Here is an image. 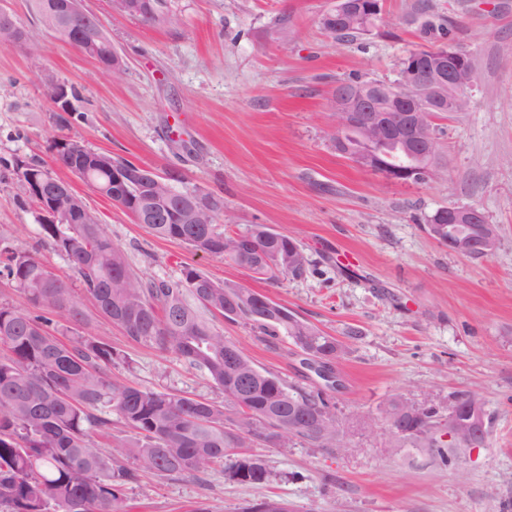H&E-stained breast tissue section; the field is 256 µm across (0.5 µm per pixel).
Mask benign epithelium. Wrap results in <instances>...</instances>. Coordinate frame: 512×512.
<instances>
[{
	"label": "benign epithelium",
	"instance_id": "1",
	"mask_svg": "<svg viewBox=\"0 0 512 512\" xmlns=\"http://www.w3.org/2000/svg\"><path fill=\"white\" fill-rule=\"evenodd\" d=\"M115 16L143 19L155 23L168 21L162 13L160 0H109ZM381 13L380 0H342L327 13V18L349 26L374 24ZM40 18L49 31L61 41L81 46L99 70H110L120 75L124 70L121 56L112 41L96 23L95 16L83 10L80 0H50L40 11ZM62 18H78L86 27L76 29L59 24ZM0 31L7 43L21 46L29 41L23 31L14 29L11 17L0 15ZM473 65L469 53L454 46L427 50L415 56L407 70L395 83L358 81L344 83L336 88L332 108L336 114L334 146L339 151L352 153L355 161L366 169L379 165L376 150L388 143L399 145L411 164L385 173L391 181H423L436 175L439 161L436 159L434 134L431 122L436 112H458L461 101L457 91L471 86ZM46 98L56 105L57 111L69 110L70 86L61 82L46 85ZM353 135L365 149L352 150L346 139ZM29 188L41 199L44 212L63 224H73L71 213L60 206V200L74 191L68 182L47 187L40 175L28 174ZM145 194L133 203L138 217L145 215V207L157 204L163 198L153 192V186L144 187ZM471 224L476 234L470 236L448 234V251L456 254H472L478 251L490 253L496 245L495 234L483 213L473 207H448V225ZM443 440L454 452L466 451L480 435L481 424L477 418L461 420L448 416L442 423Z\"/></svg>",
	"mask_w": 512,
	"mask_h": 512
}]
</instances>
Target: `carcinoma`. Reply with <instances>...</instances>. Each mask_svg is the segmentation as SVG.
Returning <instances> with one entry per match:
<instances>
[{
  "instance_id": "1",
  "label": "carcinoma",
  "mask_w": 512,
  "mask_h": 512,
  "mask_svg": "<svg viewBox=\"0 0 512 512\" xmlns=\"http://www.w3.org/2000/svg\"><path fill=\"white\" fill-rule=\"evenodd\" d=\"M53 160L73 174L88 149L77 141L64 148L53 142ZM138 171L123 193L139 195L140 179L156 178V192L182 182L177 172L163 178L127 159H110L108 167L93 170L89 185L112 197V168ZM185 188L170 197L163 221L147 228L160 238L183 242L191 249L225 258L243 247L262 253L270 262L253 270L271 278L288 275L281 258L287 254L306 273L310 262L297 241L261 224L229 234L219 227L224 198L209 194L211 214L186 223ZM66 209L88 211L86 224H40L37 247L15 244L8 229L0 230V278L13 283L35 305L64 311L78 319L81 312L72 288L38 257L40 246L64 255L78 274L100 315L117 325L131 341L175 355L190 368L206 374L224 393V402L114 383L112 364L123 359L112 345L70 328L44 314H31L0 303V512H124L122 488L150 472L161 478H192L231 458L230 479L254 487L269 482L270 471L260 456L228 452L251 448L256 442L286 447L300 439L310 448H342L340 424L328 395L320 388L289 385L261 371L239 353L240 367L224 357L236 343L224 339L212 320L250 323L265 336L284 332L294 345L311 357L319 377L331 372L343 345L315 326L289 312L267 311L261 299L240 285L213 281L201 270L186 266L175 281L145 280L129 266L124 252L103 231L98 215L84 200L72 195L63 200ZM434 238L448 240L443 209L429 216ZM248 294L252 300L234 309L230 301ZM250 376L246 390L238 392L241 375ZM110 407L135 435L129 450L130 464L111 462L95 442L108 435L112 420L97 414ZM448 409L463 419L473 411L484 412L482 397L474 392L454 396ZM385 420L397 423L398 435L389 432L388 447L431 448L442 464H448V444L437 431L440 422L433 406L414 408L401 396L388 401ZM243 512H290L288 504L262 498Z\"/></svg>"
}]
</instances>
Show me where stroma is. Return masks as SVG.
<instances>
[{"mask_svg": "<svg viewBox=\"0 0 512 512\" xmlns=\"http://www.w3.org/2000/svg\"><path fill=\"white\" fill-rule=\"evenodd\" d=\"M81 6L123 56L121 79L102 76L41 27L33 0H0L41 47L29 55L0 45V226L35 244L39 212L19 204L13 168L52 162L61 135L161 175L178 170L187 188L223 197L227 232L262 224L288 233L309 272L271 279L156 237L77 175L54 173L98 212L140 276L175 280L193 266L345 344L332 394L345 447H256L272 473L260 489L229 480L220 466L201 482L145 474L123 490L128 512H242L265 495L293 512H512V0H382L375 25L345 41L320 23L336 0H168L175 21L165 26L112 16L108 0ZM448 45L470 53L478 79L465 111L433 116L438 176L393 182L336 151L337 85L396 81L409 52ZM50 80L78 92L63 129L44 95ZM452 205L498 225L490 254L457 255L431 237L428 216ZM38 255L72 288L80 331L124 354L113 381L222 400L203 372L129 341L103 319L64 256L48 248ZM216 323L259 369L317 385L288 336ZM470 391L491 420L484 447L449 466L426 448H388L391 396L444 414L452 395ZM360 416L373 426H352Z\"/></svg>", "mask_w": 512, "mask_h": 512, "instance_id": "stroma-1", "label": "stroma"}]
</instances>
